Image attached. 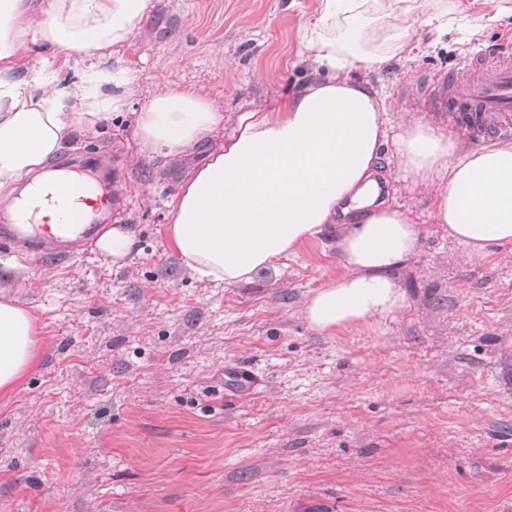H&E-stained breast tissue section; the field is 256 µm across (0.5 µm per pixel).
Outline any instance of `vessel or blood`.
<instances>
[{"label":"vessel or blood","mask_w":512,"mask_h":512,"mask_svg":"<svg viewBox=\"0 0 512 512\" xmlns=\"http://www.w3.org/2000/svg\"><path fill=\"white\" fill-rule=\"evenodd\" d=\"M428 103L432 111L447 113L456 128L471 138L485 140L512 135V53L478 51L464 56L459 69L448 76L428 80ZM59 220L70 224V237L59 236L55 227L40 224L28 229L14 225L0 227V244L24 242L27 256L37 257L59 244H76L84 253L94 246L80 226L74 186L57 191Z\"/></svg>","instance_id":"b4317fda"}]
</instances>
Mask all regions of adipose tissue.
<instances>
[{
	"label": "adipose tissue",
	"instance_id": "adipose-tissue-1",
	"mask_svg": "<svg viewBox=\"0 0 512 512\" xmlns=\"http://www.w3.org/2000/svg\"><path fill=\"white\" fill-rule=\"evenodd\" d=\"M415 4L321 0L301 36L313 81L276 107L242 116L172 202L171 241L197 279L249 282L332 224L344 272L305 301L309 327L331 333L404 308L395 273L416 254L421 229L379 196L386 106L361 74L387 61L372 40L408 44ZM153 8L154 0H0V210L12 223L56 222L45 200L54 183L89 185L49 163L73 131L129 111L134 76L107 59ZM380 18L391 27L370 29ZM57 49L74 62L71 83L54 65ZM22 58L29 64L19 73ZM135 125L142 147L175 156L207 143L224 125V107L171 87L139 110ZM391 160L416 181L438 182L434 219L474 255L512 246V143L468 148L412 118ZM38 360L35 317L0 298V396L15 392Z\"/></svg>",
	"mask_w": 512,
	"mask_h": 512
}]
</instances>
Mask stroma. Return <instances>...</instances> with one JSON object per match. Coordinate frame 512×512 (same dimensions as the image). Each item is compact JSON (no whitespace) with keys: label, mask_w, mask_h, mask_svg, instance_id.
<instances>
[{"label":"stroma","mask_w":512,"mask_h":512,"mask_svg":"<svg viewBox=\"0 0 512 512\" xmlns=\"http://www.w3.org/2000/svg\"><path fill=\"white\" fill-rule=\"evenodd\" d=\"M319 6L155 0L114 55L130 113L76 131L53 165L93 157L80 172L126 190L112 221L136 247L0 271L40 329L37 369L0 396V512H512V251L474 256L434 223L435 185L394 169L381 189L422 227L396 273L405 309L330 336L302 304L343 272L332 230L231 287L173 248L182 180L309 80L298 48ZM510 42L512 0H417L409 49L365 74L385 96L382 155L408 112L447 126L426 76ZM174 85L220 101L224 131L171 157L139 146L134 119Z\"/></svg>","instance_id":"obj_1"}]
</instances>
